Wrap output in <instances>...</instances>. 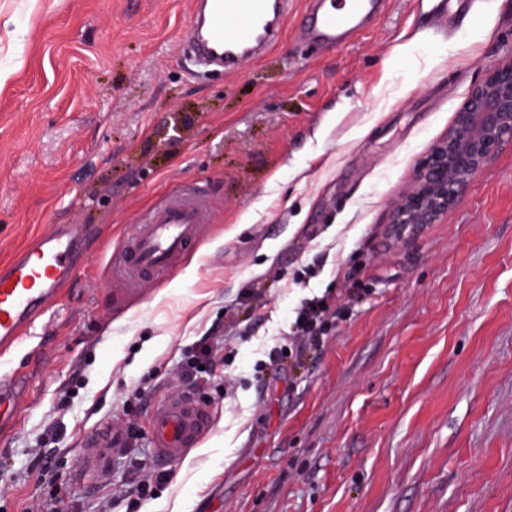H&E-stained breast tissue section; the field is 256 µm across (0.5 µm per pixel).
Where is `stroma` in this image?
Returning <instances> with one entry per match:
<instances>
[{"mask_svg": "<svg viewBox=\"0 0 512 512\" xmlns=\"http://www.w3.org/2000/svg\"><path fill=\"white\" fill-rule=\"evenodd\" d=\"M302 2L227 76L183 60L192 0H0V261L57 226L90 231L87 264L12 356L29 404L0 437V512L50 491L60 512H99L132 477L106 432L125 394L142 388L146 423L186 346L227 322L196 372L200 447L112 512H512V148L440 223L386 240L485 64L512 59V0H476L453 34L392 0L318 52L295 37ZM195 186L212 205L197 246L124 296L113 248ZM348 280L366 291L324 346L259 375L301 300ZM55 423L45 486L32 452Z\"/></svg>", "mask_w": 512, "mask_h": 512, "instance_id": "35a3bbf8", "label": "stroma"}]
</instances>
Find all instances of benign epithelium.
Instances as JSON below:
<instances>
[{"mask_svg": "<svg viewBox=\"0 0 512 512\" xmlns=\"http://www.w3.org/2000/svg\"><path fill=\"white\" fill-rule=\"evenodd\" d=\"M512 145V61L489 65L456 113L448 134L431 150L390 217L403 240L435 224L468 181Z\"/></svg>", "mask_w": 512, "mask_h": 512, "instance_id": "benign-epithelium-1", "label": "benign epithelium"}]
</instances>
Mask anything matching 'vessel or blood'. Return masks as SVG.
Returning a JSON list of instances; mask_svg holds the SVG:
<instances>
[{"label": "vessel or blood", "instance_id": "1", "mask_svg": "<svg viewBox=\"0 0 512 512\" xmlns=\"http://www.w3.org/2000/svg\"><path fill=\"white\" fill-rule=\"evenodd\" d=\"M389 0H304L306 22L297 31L306 45H349L385 14ZM288 0H196L195 20L204 22V38L187 46L198 63L238 72L258 50L272 48L287 20ZM209 217L204 189L179 191L156 200L135 233L113 253L120 276L139 289L157 274L173 271L200 238ZM78 228L37 235L0 265V361L56 302L77 273L82 258ZM26 397V381L14 370H0V436L16 423ZM212 413L202 402L173 393L158 402L149 417L152 451L158 463L180 461L209 432Z\"/></svg>", "mask_w": 512, "mask_h": 512}]
</instances>
